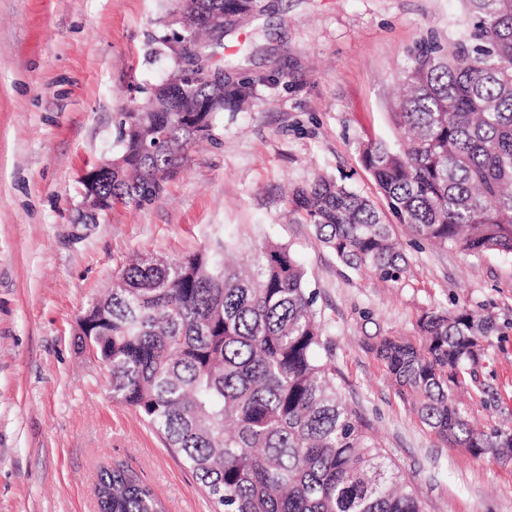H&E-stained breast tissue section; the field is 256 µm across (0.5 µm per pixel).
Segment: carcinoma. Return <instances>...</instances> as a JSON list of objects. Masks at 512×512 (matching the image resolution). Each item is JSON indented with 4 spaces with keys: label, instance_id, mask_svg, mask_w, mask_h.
Segmentation results:
<instances>
[{
    "label": "carcinoma",
    "instance_id": "cac0c4a2",
    "mask_svg": "<svg viewBox=\"0 0 512 512\" xmlns=\"http://www.w3.org/2000/svg\"><path fill=\"white\" fill-rule=\"evenodd\" d=\"M187 26L163 39H224L210 23L249 0H180ZM454 42L428 40L403 72L407 93L390 113L403 149L380 141L362 161L410 235L468 255L512 257V0H465ZM192 78L151 88L142 106L116 114L112 203L145 207L184 169L199 141L217 140L224 112L248 104L255 85ZM318 240L348 268L398 283L408 263L393 225L370 200L326 177L294 194ZM217 240L178 260L145 255L121 268L84 333L112 367V398L165 439L206 493L213 512H423L386 462L361 414L341 397L306 272L288 246L263 242L248 267ZM422 341L382 336L370 345L398 394L446 446L512 459V431L474 427L458 393H484L480 342L496 329L487 310L433 308ZM97 512H167L121 467L102 466Z\"/></svg>",
    "mask_w": 512,
    "mask_h": 512
}]
</instances>
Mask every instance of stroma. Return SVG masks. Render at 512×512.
<instances>
[{
  "mask_svg": "<svg viewBox=\"0 0 512 512\" xmlns=\"http://www.w3.org/2000/svg\"><path fill=\"white\" fill-rule=\"evenodd\" d=\"M175 0H0V512H95L100 465L150 485L167 512H210L163 438L113 400L107 367L79 347V320L131 258L174 260L216 238L241 251L288 245L306 271L336 384L424 512H512V461L446 447L398 396L368 348L418 340L427 310L487 309L497 329L479 374L493 399L473 420H512V258L478 257L397 227L410 273L382 283L343 265L291 191L324 175L386 203L359 148L398 145L390 119L416 45L453 41L464 0H259L224 38L229 79L277 72L218 122L152 205L78 220L82 177L111 156L115 115L168 73Z\"/></svg>",
  "mask_w": 512,
  "mask_h": 512,
  "instance_id": "35a3bbf8",
  "label": "stroma"
}]
</instances>
